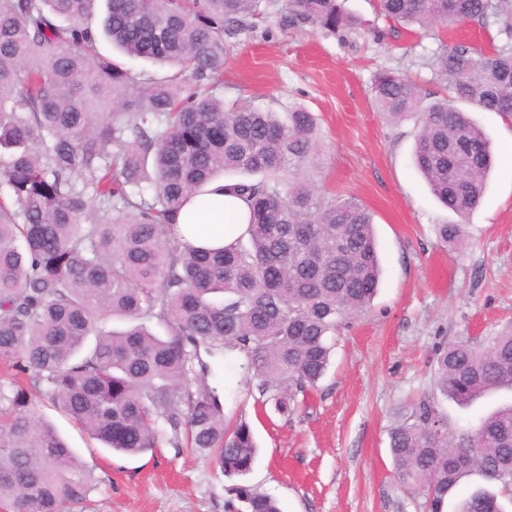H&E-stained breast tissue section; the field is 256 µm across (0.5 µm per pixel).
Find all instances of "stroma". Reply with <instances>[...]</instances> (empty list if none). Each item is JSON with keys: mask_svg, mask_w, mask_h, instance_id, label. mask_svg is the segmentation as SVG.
<instances>
[{"mask_svg": "<svg viewBox=\"0 0 512 512\" xmlns=\"http://www.w3.org/2000/svg\"><path fill=\"white\" fill-rule=\"evenodd\" d=\"M266 2L255 29L230 41L224 103L313 112L320 159L289 178L320 195L355 198L373 213L382 272L371 307L337 330L327 373L294 414L259 408L240 353L209 357L205 382L228 419L251 425L260 451L245 481L278 500L282 512H425L423 498L395 476L389 434L412 399L433 393L439 343L512 323V118L468 107L496 161L480 204L460 217L413 165L416 121L390 119L372 102L374 75L388 67L408 71L422 93L439 91L423 64L437 46L435 30L410 32L378 18L374 0H344L384 35L360 33L342 44L308 29L278 30L285 0ZM460 222L463 241H443L439 226ZM506 402L512 392L466 409L446 399L440 405L449 427L460 429ZM37 414L56 426L97 485L88 502L65 512H226L231 481L211 456L168 443L152 454H119L49 403Z\"/></svg>", "mask_w": 512, "mask_h": 512, "instance_id": "1", "label": "stroma"}]
</instances>
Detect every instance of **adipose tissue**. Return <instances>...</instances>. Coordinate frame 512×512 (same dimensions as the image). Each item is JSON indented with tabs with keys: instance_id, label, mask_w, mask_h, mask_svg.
Instances as JSON below:
<instances>
[{
	"instance_id": "adipose-tissue-1",
	"label": "adipose tissue",
	"mask_w": 512,
	"mask_h": 512,
	"mask_svg": "<svg viewBox=\"0 0 512 512\" xmlns=\"http://www.w3.org/2000/svg\"><path fill=\"white\" fill-rule=\"evenodd\" d=\"M250 210L233 189L192 199L176 216V231L199 248H221L235 243L249 227Z\"/></svg>"
}]
</instances>
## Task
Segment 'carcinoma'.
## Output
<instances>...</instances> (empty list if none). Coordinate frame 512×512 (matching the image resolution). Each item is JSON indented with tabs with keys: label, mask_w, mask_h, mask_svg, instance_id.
<instances>
[{
	"label": "carcinoma",
	"mask_w": 512,
	"mask_h": 512,
	"mask_svg": "<svg viewBox=\"0 0 512 512\" xmlns=\"http://www.w3.org/2000/svg\"><path fill=\"white\" fill-rule=\"evenodd\" d=\"M0 0V504L61 512L95 489L53 425L47 401L116 453L138 455L186 431L227 478L251 472L249 423L225 421L217 395L191 386L202 355L239 352L262 404L283 415L325 375L332 334L366 309L379 283L372 215L280 174L318 151V123L303 107L277 113L224 107L226 40L263 0ZM397 24L496 26L501 44L440 45L425 60L445 94L427 102L402 71L374 77L377 109L414 116L416 169L460 217L480 203L491 144L459 104L512 116V0H377ZM280 29L311 27L347 40L359 29L340 0H286ZM105 36L126 56L178 68L142 85L98 50ZM152 169H147V164ZM250 202L247 237L192 247L173 218L226 172ZM114 318L124 331L104 328ZM163 326L155 334L150 324ZM436 389L461 407L512 391V325L481 340L440 345ZM512 495V403L458 432L435 397L419 400L390 436L397 479L445 512L469 470ZM228 512H281L233 484ZM455 512H504L497 493L472 492Z\"/></svg>",
	"instance_id": "carcinoma-1"
}]
</instances>
